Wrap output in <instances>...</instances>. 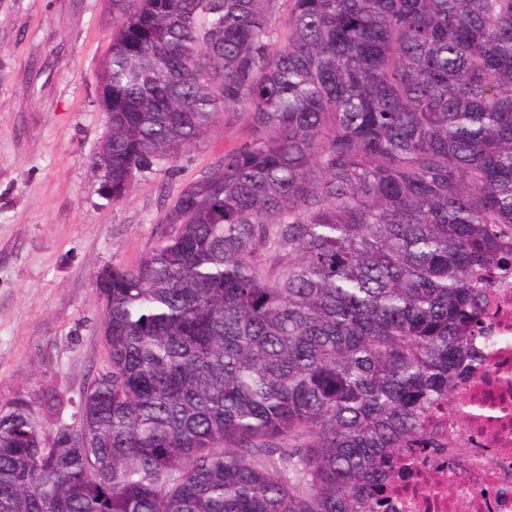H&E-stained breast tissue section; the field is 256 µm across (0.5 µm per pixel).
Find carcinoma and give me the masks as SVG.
Masks as SVG:
<instances>
[{
	"instance_id": "1",
	"label": "carcinoma",
	"mask_w": 512,
	"mask_h": 512,
	"mask_svg": "<svg viewBox=\"0 0 512 512\" xmlns=\"http://www.w3.org/2000/svg\"><path fill=\"white\" fill-rule=\"evenodd\" d=\"M112 10V203L248 134L112 267L78 401L0 400V512H376L509 250L512 0Z\"/></svg>"
}]
</instances>
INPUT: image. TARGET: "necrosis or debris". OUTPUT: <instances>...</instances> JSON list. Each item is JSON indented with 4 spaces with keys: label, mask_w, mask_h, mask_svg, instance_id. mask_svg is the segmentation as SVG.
<instances>
[{
    "label": "necrosis or debris",
    "mask_w": 512,
    "mask_h": 512,
    "mask_svg": "<svg viewBox=\"0 0 512 512\" xmlns=\"http://www.w3.org/2000/svg\"><path fill=\"white\" fill-rule=\"evenodd\" d=\"M489 295L477 359L433 416L446 448L405 459L388 512H512V272L491 275Z\"/></svg>",
    "instance_id": "1"
}]
</instances>
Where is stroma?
Instances as JSON below:
<instances>
[{"instance_id":"stroma-1","label":"stroma","mask_w":512,"mask_h":512,"mask_svg":"<svg viewBox=\"0 0 512 512\" xmlns=\"http://www.w3.org/2000/svg\"><path fill=\"white\" fill-rule=\"evenodd\" d=\"M111 36L112 0H0V400L49 386L79 398L104 363L94 275L151 251L165 199L244 134L223 116L178 174L101 199L95 71Z\"/></svg>"}]
</instances>
